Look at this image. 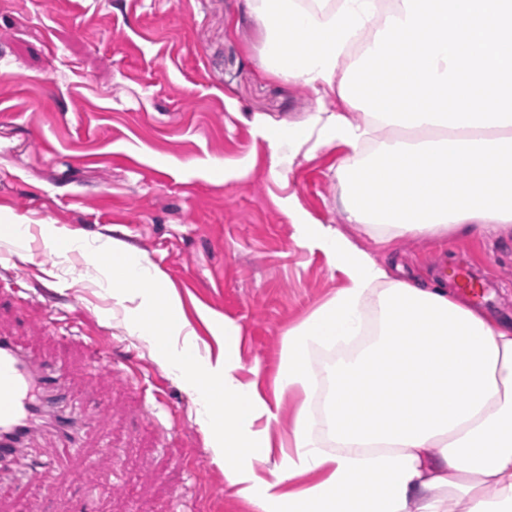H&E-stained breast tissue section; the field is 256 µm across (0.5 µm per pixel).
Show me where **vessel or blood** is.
Segmentation results:
<instances>
[{"instance_id": "1", "label": "vessel or blood", "mask_w": 512, "mask_h": 512, "mask_svg": "<svg viewBox=\"0 0 512 512\" xmlns=\"http://www.w3.org/2000/svg\"><path fill=\"white\" fill-rule=\"evenodd\" d=\"M66 378L38 357L0 336V462L22 457L41 422L51 420L63 442L73 444L77 424L63 402Z\"/></svg>"}]
</instances>
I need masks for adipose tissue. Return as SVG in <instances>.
<instances>
[{"mask_svg": "<svg viewBox=\"0 0 512 512\" xmlns=\"http://www.w3.org/2000/svg\"><path fill=\"white\" fill-rule=\"evenodd\" d=\"M245 0L265 31L262 63L330 96L354 58L348 47L405 18L403 0ZM317 145H346L337 204L350 224L390 236L512 235V126L490 134L404 138L385 122L340 112L309 119ZM383 132L371 152L368 137ZM349 284L284 334L279 394L300 395L287 447L273 448L276 416L256 382L239 377V328L224 350L187 365L195 332L146 256L69 249L105 258L126 328L186 383L224 479L257 512H512V325L444 285L389 277L338 230L304 224Z\"/></svg>", "mask_w": 512, "mask_h": 512, "instance_id": "adipose-tissue-1", "label": "adipose tissue"}]
</instances>
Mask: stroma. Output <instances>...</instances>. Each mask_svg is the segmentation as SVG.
I'll list each match as a JSON object with an SVG mask.
<instances>
[{
  "label": "stroma",
  "instance_id": "1",
  "mask_svg": "<svg viewBox=\"0 0 512 512\" xmlns=\"http://www.w3.org/2000/svg\"><path fill=\"white\" fill-rule=\"evenodd\" d=\"M265 37L243 0H0V225H32L27 258L0 240V333L73 376L89 416L80 452L46 430L43 481L0 473V512H255L190 391L122 321L96 267L47 246L55 232L144 253L181 298L201 355L224 320L287 437L299 398L275 397L284 332L347 283L302 224H325L402 278L434 282L435 258L503 280L484 312L512 323V238H380L336 206L340 143L271 171L263 127L306 133L341 108L265 70ZM246 166L225 178V166ZM93 463L83 473V460Z\"/></svg>",
  "mask_w": 512,
  "mask_h": 512
}]
</instances>
